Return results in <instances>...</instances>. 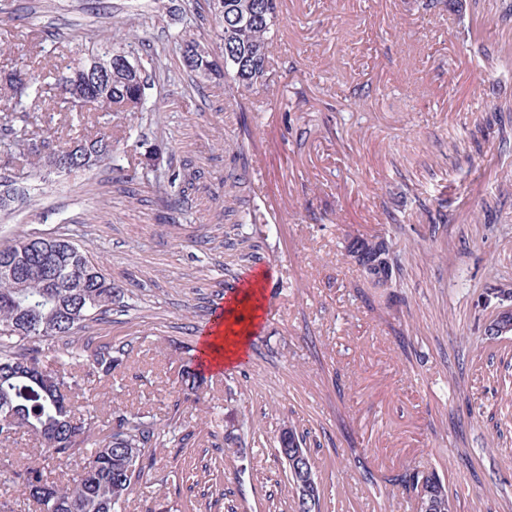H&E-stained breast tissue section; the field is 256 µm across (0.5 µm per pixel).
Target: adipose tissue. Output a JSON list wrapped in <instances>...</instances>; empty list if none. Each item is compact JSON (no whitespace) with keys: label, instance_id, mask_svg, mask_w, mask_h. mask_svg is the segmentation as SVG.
Here are the masks:
<instances>
[{"label":"adipose tissue","instance_id":"obj_1","mask_svg":"<svg viewBox=\"0 0 512 512\" xmlns=\"http://www.w3.org/2000/svg\"><path fill=\"white\" fill-rule=\"evenodd\" d=\"M254 290H246L243 298L233 299L219 316L214 329L206 331L200 353L209 367L220 370L244 360L249 339L258 325L254 313Z\"/></svg>","mask_w":512,"mask_h":512}]
</instances>
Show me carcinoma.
Listing matches in <instances>:
<instances>
[{"label":"carcinoma","mask_w":512,"mask_h":512,"mask_svg":"<svg viewBox=\"0 0 512 512\" xmlns=\"http://www.w3.org/2000/svg\"><path fill=\"white\" fill-rule=\"evenodd\" d=\"M220 24L218 36L224 55L218 60L208 47L190 39L179 44V68L188 76L206 78L224 71L232 79L225 90L251 91L269 79L268 49L278 18L277 0H193ZM106 57L107 52L91 49L59 69L46 73L33 68L13 70L0 78V92L17 104L37 101L55 92L72 111L92 104L103 112L134 114L144 109L149 81L170 73L155 52L132 56L123 52L124 62H112L107 76L85 73L89 60ZM509 103H494L475 126L472 148L481 151L482 141L492 130L502 131L503 113ZM3 134L13 144L23 141L27 152L41 167L58 154L70 159L75 168L92 167L112 152V134L98 130L83 134L66 150L53 145L46 132L37 139L26 138L23 129L8 125ZM16 180L0 179V211H9L17 197ZM250 187L244 176L224 178V196L229 205L224 218H232L237 235L257 224L260 216L249 206ZM28 237L0 246V453L15 444L24 432L34 436L43 448V461L14 473L15 481L28 491L27 500L36 512H118L133 494L146 472L156 464V450L172 443L183 449L196 436L186 431L180 438L167 437L151 416L119 409L102 417L95 411L76 417L71 395L94 390L114 369L112 346L93 351L67 339L116 308H126L125 289L94 264L88 251L65 235L50 236L49 245L23 248ZM352 258L376 288L395 285L397 261L382 235L355 238L346 247ZM488 330L495 336L512 331V311L495 314ZM104 436L95 439V431ZM241 443L233 414L224 417V447ZM304 436L292 428L280 433L276 452L286 465L292 512H316L320 490L315 480ZM81 459L70 477L49 481L44 470L55 461ZM408 482L416 492L419 512H452L448 487L434 474H416Z\"/></svg>","instance_id":"1"}]
</instances>
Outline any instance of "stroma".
I'll return each instance as SVG.
<instances>
[{
	"instance_id": "1",
	"label": "stroma",
	"mask_w": 512,
	"mask_h": 512,
	"mask_svg": "<svg viewBox=\"0 0 512 512\" xmlns=\"http://www.w3.org/2000/svg\"><path fill=\"white\" fill-rule=\"evenodd\" d=\"M512 0H476L491 54L512 55ZM154 0H0V72L82 56L90 45L160 53L171 78L146 93L160 125L128 113L22 110L58 131L57 144L108 127L112 158L44 176L28 158L0 153V174L29 196L0 212V245L66 232L128 288L127 311L90 323L91 347H126L106 404L149 414L170 431L194 428L186 469L173 447L125 512L154 497L165 512H291L274 455L283 428L306 433L320 512H417L400 478L435 472L454 512H512V333L487 332L477 303L512 271V121L481 153L471 132L491 88L512 101V66L489 69L463 39L466 20L440 0H279L267 86L228 107L224 83L176 74L177 38L224 46L215 19L186 11L154 19ZM243 145L242 159L222 141ZM160 149L197 175L182 211L179 186L135 179ZM261 177L252 242L224 247V178ZM380 233L400 263L392 298L340 258L354 237ZM208 237L199 245L200 237ZM264 273L266 314L244 361L202 369L196 395L182 366L200 364L202 333L218 301ZM242 425L243 453L223 450L224 410Z\"/></svg>"
}]
</instances>
